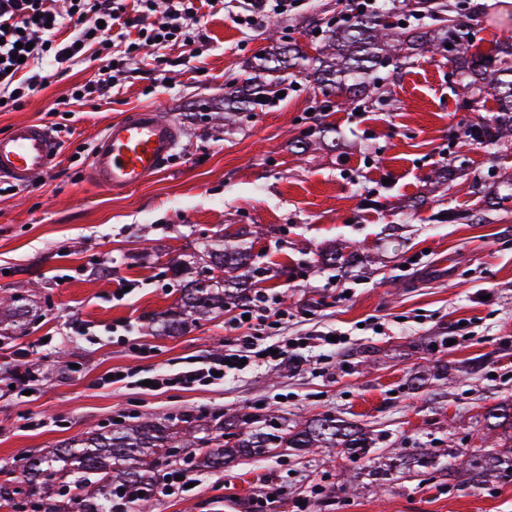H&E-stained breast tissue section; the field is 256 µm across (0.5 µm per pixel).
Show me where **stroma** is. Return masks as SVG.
I'll return each mask as SVG.
<instances>
[{"label":"stroma","mask_w":512,"mask_h":512,"mask_svg":"<svg viewBox=\"0 0 512 512\" xmlns=\"http://www.w3.org/2000/svg\"><path fill=\"white\" fill-rule=\"evenodd\" d=\"M450 2L476 17L486 40L512 34V17L492 13L486 0ZM241 7L225 0L203 8L195 43L166 48L160 72L145 50L108 98L53 111L73 86L97 78L98 63L83 62L53 69L42 92L0 112L2 135L20 121L68 129L55 168L0 194V298L17 294L33 309L24 331L0 337V471L114 427L130 407L168 423L200 410L292 424L325 412L373 432V462L425 448L453 465L454 479L395 472L378 486L363 475V461L280 448L217 470L182 461L196 482L192 495L153 499L152 512H250L267 482L285 489L267 512H293L300 499L309 500L308 512H512V479L477 482L460 453L479 444L487 407L512 402V138L478 144L464 136L492 116V97L468 101L446 59L415 55L359 110L324 111L303 81L263 111L225 123L224 85L244 75L269 31L306 50L316 25L345 9L343 0H297L288 14L250 29L230 19ZM145 106L179 126L175 154L138 186L96 187L87 168L98 136ZM325 124L338 130L334 144L318 139ZM301 138L303 150L294 146ZM219 241L248 249L254 290L295 312L317 306L313 319H290L283 335L337 329L350 342L218 386L99 387L117 367L176 372L233 344L231 305L177 336L145 332L180 300L174 260L203 257ZM330 246L357 258L324 264ZM371 320L381 331L366 329ZM462 322L465 338L457 335ZM77 323L85 335L74 332ZM45 336L54 348L41 346ZM136 343L150 357L137 359ZM21 347L44 366L23 405L10 372ZM69 361L81 373L67 374ZM437 364L447 365V379L408 389L411 376ZM27 416L45 427L28 430Z\"/></svg>","instance_id":"obj_1"}]
</instances>
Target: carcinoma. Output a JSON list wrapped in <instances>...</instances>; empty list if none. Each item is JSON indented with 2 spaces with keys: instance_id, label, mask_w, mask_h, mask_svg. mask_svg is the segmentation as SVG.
Returning a JSON list of instances; mask_svg holds the SVG:
<instances>
[{
  "instance_id": "1",
  "label": "carcinoma",
  "mask_w": 512,
  "mask_h": 512,
  "mask_svg": "<svg viewBox=\"0 0 512 512\" xmlns=\"http://www.w3.org/2000/svg\"><path fill=\"white\" fill-rule=\"evenodd\" d=\"M386 2L378 0L374 9L357 15L348 25L327 23L314 56L295 47L284 59L282 45L273 43L256 58L249 77L224 85V119L269 105L285 71L290 77L301 76L310 82L315 93L336 98L339 107L367 98L384 80L385 71L402 67L406 55L432 53L448 59L462 76L467 92L488 95L496 102V114L487 123L471 126L467 136L479 142L511 136L512 38L497 39L486 51L479 49L472 41L474 26L445 17L448 4L443 0H417L419 11L432 23L401 28L389 21L391 10ZM248 259L249 255L237 247L220 244L212 248L208 268L213 275L200 273L192 278L184 289L180 309L158 314L148 333L175 336L189 323L223 311L226 304L247 300L246 289L233 272L247 266ZM28 316L29 310L17 297L0 306V324L11 318L23 325ZM217 426L220 442L214 446L208 439L195 437L190 425L174 431L150 416L110 431L87 432L45 455L23 459L20 475L0 481V508L14 509L36 494H57L64 498V504L49 512H112L117 499L131 512H145L160 479L159 468L171 461L174 450L195 448L197 467L220 469L240 457L262 456L276 448L297 452L324 448L365 458L374 444L369 432L332 415L290 427L256 414H223ZM498 430L512 433V403L486 411L484 435ZM413 464L417 474L431 479L443 472L425 448L416 449ZM469 465L484 482L505 479L512 473V448L504 445L500 450L474 454Z\"/></svg>"
}]
</instances>
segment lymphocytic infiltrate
Wrapping results in <instances>:
<instances>
[{
	"label": "lymphocytic infiltrate",
	"mask_w": 512,
	"mask_h": 512,
	"mask_svg": "<svg viewBox=\"0 0 512 512\" xmlns=\"http://www.w3.org/2000/svg\"><path fill=\"white\" fill-rule=\"evenodd\" d=\"M50 2L0 0V112L18 107L25 98L45 88L47 79L41 74L45 66L76 62L97 45L106 49L105 61L112 64V73L117 76L134 65L141 48L189 41L190 27L201 21L197 0H70L64 13L54 10ZM152 13L156 21L141 25V16ZM88 15L94 16L96 23L82 27ZM67 20L77 23L78 29L69 40H57ZM129 28L136 31L130 46L111 50L112 37H124ZM288 318L289 312L279 299L256 295L230 318V328L238 330L239 335L233 348L223 355L191 362L176 373L125 368L121 380L135 385L147 380L161 389L179 390L218 385L242 372L283 363L310 344L332 350L347 342L346 336L335 339L327 331L320 332L313 343L305 337L293 341L285 337L270 339V331L280 329Z\"/></svg>",
	"instance_id": "lymphocytic-infiltrate-1"
}]
</instances>
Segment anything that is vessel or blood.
<instances>
[{"mask_svg":"<svg viewBox=\"0 0 512 512\" xmlns=\"http://www.w3.org/2000/svg\"><path fill=\"white\" fill-rule=\"evenodd\" d=\"M179 139L176 123L157 109L127 113L110 122L96 141L89 178L113 192L135 187L167 165ZM57 158L55 137L36 122L15 123L0 135V179L27 184L49 172Z\"/></svg>","mask_w":512,"mask_h":512,"instance_id":"obj_1","label":"vessel or blood"}]
</instances>
